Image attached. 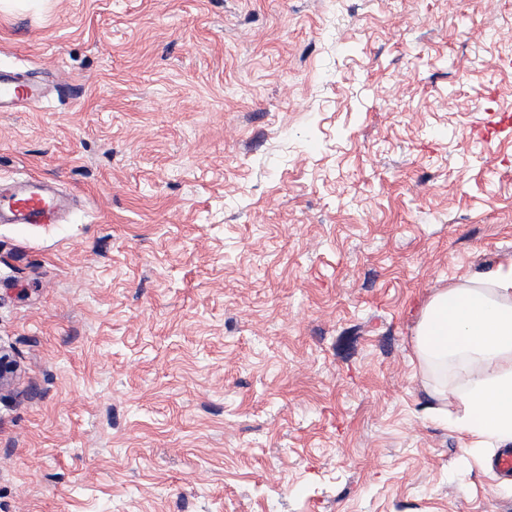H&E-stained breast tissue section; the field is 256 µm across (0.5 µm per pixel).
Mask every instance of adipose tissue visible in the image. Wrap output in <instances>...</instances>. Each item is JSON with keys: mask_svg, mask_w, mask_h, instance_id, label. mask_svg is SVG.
Wrapping results in <instances>:
<instances>
[{"mask_svg": "<svg viewBox=\"0 0 512 512\" xmlns=\"http://www.w3.org/2000/svg\"><path fill=\"white\" fill-rule=\"evenodd\" d=\"M418 374L439 419L448 376L463 373L458 430L476 443H512V264L476 271L439 290L422 308L413 339Z\"/></svg>", "mask_w": 512, "mask_h": 512, "instance_id": "obj_1", "label": "adipose tissue"}]
</instances>
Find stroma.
I'll list each match as a JSON object with an SVG mask.
<instances>
[{"label":"stroma","mask_w":512,"mask_h":512,"mask_svg":"<svg viewBox=\"0 0 512 512\" xmlns=\"http://www.w3.org/2000/svg\"><path fill=\"white\" fill-rule=\"evenodd\" d=\"M0 70V512H512L423 306L512 261V0H31ZM46 98L41 82L20 73L0 72V112L18 107L37 108ZM64 201L49 182L30 176L5 192L0 188L1 224H57Z\"/></svg>","instance_id":"stroma-1"}]
</instances>
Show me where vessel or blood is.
<instances>
[{"label": "vessel or blood", "instance_id": "obj_1", "mask_svg": "<svg viewBox=\"0 0 512 512\" xmlns=\"http://www.w3.org/2000/svg\"><path fill=\"white\" fill-rule=\"evenodd\" d=\"M46 98L41 82L18 73L0 72V112L35 108ZM63 209L62 197L45 179L31 176L18 181L11 190L0 188L1 224H55Z\"/></svg>", "mask_w": 512, "mask_h": 512}]
</instances>
